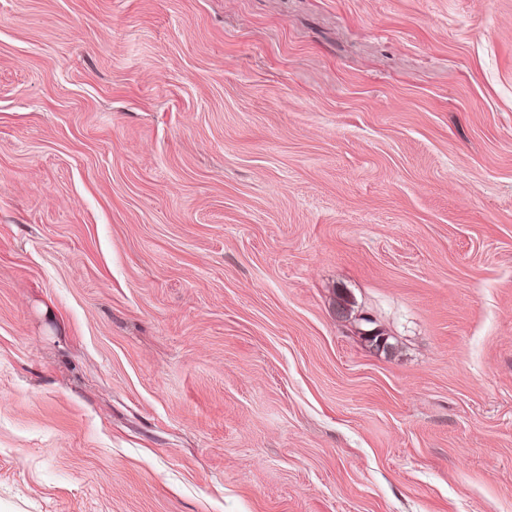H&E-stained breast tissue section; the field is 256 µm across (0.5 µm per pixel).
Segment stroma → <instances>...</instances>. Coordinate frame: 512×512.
Instances as JSON below:
<instances>
[{"mask_svg":"<svg viewBox=\"0 0 512 512\" xmlns=\"http://www.w3.org/2000/svg\"><path fill=\"white\" fill-rule=\"evenodd\" d=\"M0 512H512V0H0Z\"/></svg>","mask_w":512,"mask_h":512,"instance_id":"35a3bbf8","label":"stroma"}]
</instances>
